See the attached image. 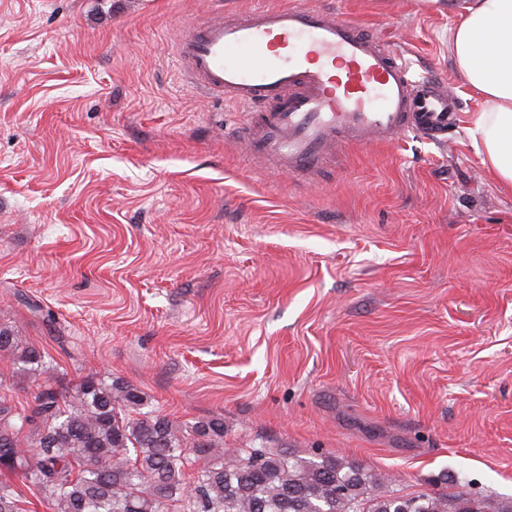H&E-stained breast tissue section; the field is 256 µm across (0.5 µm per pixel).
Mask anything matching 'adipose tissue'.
Returning a JSON list of instances; mask_svg holds the SVG:
<instances>
[{
  "instance_id": "obj_1",
  "label": "adipose tissue",
  "mask_w": 512,
  "mask_h": 512,
  "mask_svg": "<svg viewBox=\"0 0 512 512\" xmlns=\"http://www.w3.org/2000/svg\"><path fill=\"white\" fill-rule=\"evenodd\" d=\"M461 21L453 31L454 64L481 99L467 133L481 162L512 187V0H448Z\"/></svg>"
}]
</instances>
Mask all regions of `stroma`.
Instances as JSON below:
<instances>
[{
    "label": "stroma",
    "instance_id": "35a3bbf8",
    "mask_svg": "<svg viewBox=\"0 0 512 512\" xmlns=\"http://www.w3.org/2000/svg\"><path fill=\"white\" fill-rule=\"evenodd\" d=\"M287 0H0V322L224 445L336 455L402 493L512 496V189L467 129L447 4L306 0L458 96L446 141L254 158L196 91L187 21ZM53 314L33 316L28 302Z\"/></svg>",
    "mask_w": 512,
    "mask_h": 512
}]
</instances>
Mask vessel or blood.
<instances>
[{
    "instance_id": "b4317fda",
    "label": "vessel or blood",
    "mask_w": 512,
    "mask_h": 512,
    "mask_svg": "<svg viewBox=\"0 0 512 512\" xmlns=\"http://www.w3.org/2000/svg\"><path fill=\"white\" fill-rule=\"evenodd\" d=\"M194 86L263 112L251 151L279 171H316L341 142L361 147L457 125L455 95L353 20L303 4L187 24L175 49Z\"/></svg>"
}]
</instances>
